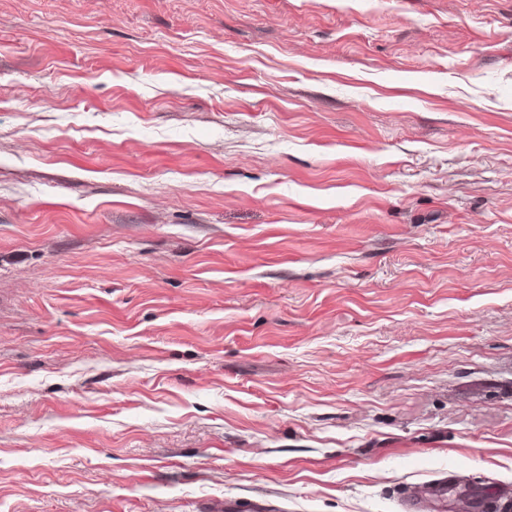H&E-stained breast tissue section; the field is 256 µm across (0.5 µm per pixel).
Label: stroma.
<instances>
[{
    "mask_svg": "<svg viewBox=\"0 0 512 512\" xmlns=\"http://www.w3.org/2000/svg\"><path fill=\"white\" fill-rule=\"evenodd\" d=\"M512 495V0H0V512ZM455 487L448 485L446 481L431 484L421 491L410 495V500L418 499L431 507L433 512H446L448 510V499L456 493Z\"/></svg>",
    "mask_w": 512,
    "mask_h": 512,
    "instance_id": "1",
    "label": "stroma"
}]
</instances>
